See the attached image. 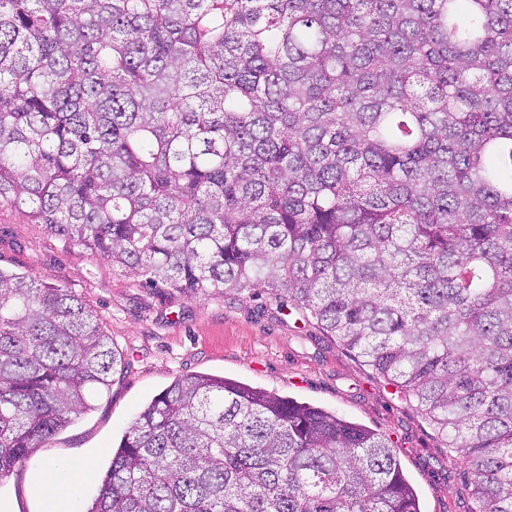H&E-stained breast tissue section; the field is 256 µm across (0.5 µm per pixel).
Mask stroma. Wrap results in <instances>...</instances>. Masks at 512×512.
I'll return each instance as SVG.
<instances>
[{"label": "stroma", "mask_w": 512, "mask_h": 512, "mask_svg": "<svg viewBox=\"0 0 512 512\" xmlns=\"http://www.w3.org/2000/svg\"><path fill=\"white\" fill-rule=\"evenodd\" d=\"M0 268L71 289L122 351L123 367L96 408L46 440L0 480V512H45L37 493L49 462L93 460L81 503L98 495L109 452L139 409L180 374H214L336 411L390 438L422 512H471V476L449 462L445 439L417 404L325 335L316 322L274 299H195L148 288L110 261L0 209Z\"/></svg>", "instance_id": "35a3bbf8"}]
</instances>
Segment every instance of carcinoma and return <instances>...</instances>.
Returning a JSON list of instances; mask_svg holds the SVG:
<instances>
[{"label":"carcinoma","mask_w":512,"mask_h":512,"mask_svg":"<svg viewBox=\"0 0 512 512\" xmlns=\"http://www.w3.org/2000/svg\"><path fill=\"white\" fill-rule=\"evenodd\" d=\"M4 206L309 315L512 512V0H0ZM120 366L82 298L0 268V479ZM80 512L421 508L385 436L187 374Z\"/></svg>","instance_id":"carcinoma-1"}]
</instances>
